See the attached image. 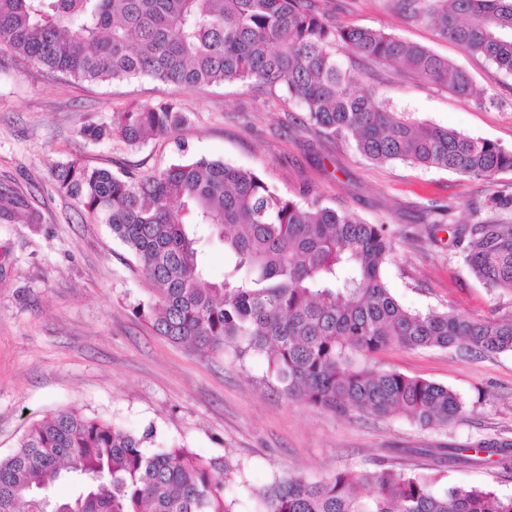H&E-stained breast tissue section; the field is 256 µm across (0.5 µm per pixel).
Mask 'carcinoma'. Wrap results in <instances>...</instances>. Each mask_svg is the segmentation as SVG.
I'll use <instances>...</instances> for the list:
<instances>
[{
    "instance_id": "cac0c4a2",
    "label": "carcinoma",
    "mask_w": 512,
    "mask_h": 512,
    "mask_svg": "<svg viewBox=\"0 0 512 512\" xmlns=\"http://www.w3.org/2000/svg\"><path fill=\"white\" fill-rule=\"evenodd\" d=\"M471 56L512 75V0H394ZM0 48L78 82L149 77L194 87L236 83L285 93L310 125L353 140L376 163L402 161L495 182L512 171V150L454 129L397 117L341 68L337 54L397 65L460 96L468 75L424 46L335 22L320 0H0ZM186 120L174 102L135 105L80 134L136 146ZM61 193L81 204L134 256L155 301L136 314L156 334L196 350L263 355L290 400L338 416L407 417L446 427L465 412L452 389L375 366L391 346L450 349L462 357L512 351V315H468L403 306L385 272L392 233L319 199L278 194L255 171L220 160L183 159L147 174L72 158L55 167ZM498 216L448 225L451 244L475 278L512 292V192L496 191ZM0 218L39 216L0 194ZM224 248V279L211 280L203 254ZM141 434L76 411L34 423L0 458V512H236L226 489L245 466L203 459L173 444L148 453ZM512 460V440L484 439L448 455L455 466ZM74 491L49 494L60 480ZM381 465L319 480L289 475L257 490L261 512H512V496Z\"/></svg>"
}]
</instances>
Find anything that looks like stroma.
I'll use <instances>...</instances> for the list:
<instances>
[{"mask_svg":"<svg viewBox=\"0 0 512 512\" xmlns=\"http://www.w3.org/2000/svg\"><path fill=\"white\" fill-rule=\"evenodd\" d=\"M337 23L381 30L448 58L471 77L464 99L393 66L339 55L365 87L398 115L447 127L512 150V76L466 54L431 25L416 23L389 0H329ZM177 102L188 118L174 132L131 147L94 142L80 130L110 121L129 104ZM221 160L257 172L279 194L320 198L393 235L388 286L405 307L457 311L475 319L512 314V292L489 291L448 248L447 227L489 218V196L512 186L401 161L376 164L353 142L310 126L301 106L237 84L166 86L147 77L93 84L45 74L0 52V188L11 189L39 223L0 222L12 253L0 280V457L44 416L75 410L131 432L154 427L149 452L180 443L205 458L244 463L232 496L254 512L251 489L276 478L319 479L343 469L442 465L449 481L512 494V464L457 468L450 449L483 439H512V352L465 358L438 348H387L378 367L448 386L465 413L445 429L405 418L352 419L289 401L264 358L199 351L168 341L135 315L153 299L126 247L60 194L56 163L80 157L113 172H147L180 156Z\"/></svg>","mask_w":512,"mask_h":512,"instance_id":"stroma-1","label":"stroma"}]
</instances>
